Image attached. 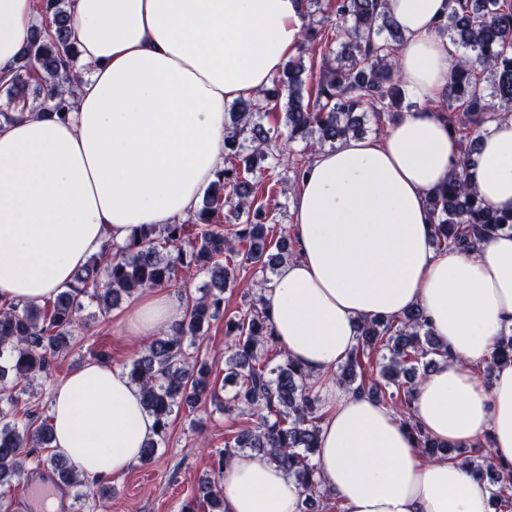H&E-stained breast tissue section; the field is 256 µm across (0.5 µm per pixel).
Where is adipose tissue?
<instances>
[{
  "mask_svg": "<svg viewBox=\"0 0 512 512\" xmlns=\"http://www.w3.org/2000/svg\"><path fill=\"white\" fill-rule=\"evenodd\" d=\"M71 38L86 73L67 119L24 113L0 125V299L41 304L106 245L142 224L193 214L224 167L229 106L268 86L301 41L302 0H70ZM35 0H0V77L30 37ZM405 44L409 91L434 99L458 54L436 32L447 0H384ZM459 149L421 108L379 138H347L313 155L299 182V253L262 291L277 341L314 381L323 407L315 460L343 512H495L467 465L424 457L401 416L338 385L360 319L424 309L448 354L417 386L411 414L431 437L490 439L512 464V362L491 381L480 365L512 332V236L474 251L435 250L427 195ZM471 178L512 212V117L489 124ZM180 294L142 291L117 317L137 339L171 329ZM52 446L88 481L126 472L155 421L126 374L90 361L52 395ZM224 512H299L302 489L275 464L234 455L220 479Z\"/></svg>",
  "mask_w": 512,
  "mask_h": 512,
  "instance_id": "adipose-tissue-1",
  "label": "adipose tissue"
}]
</instances>
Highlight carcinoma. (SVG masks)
I'll use <instances>...</instances> for the list:
<instances>
[{"instance_id": "carcinoma-1", "label": "carcinoma", "mask_w": 512, "mask_h": 512, "mask_svg": "<svg viewBox=\"0 0 512 512\" xmlns=\"http://www.w3.org/2000/svg\"><path fill=\"white\" fill-rule=\"evenodd\" d=\"M45 25L35 28L9 79L0 81V120L8 123L25 112H51L66 118L72 110L81 75L78 51L70 40L71 14L67 0H40ZM336 35L326 32V19H308L299 53L320 47L324 66L314 100L304 101L306 83L302 58L291 59L261 92L241 100L227 113L224 126V170L212 182L199 207L187 220L157 226L145 224L128 242L95 255L77 270L73 281L46 305L0 306V499L12 483L31 468L50 469L58 481L77 488L76 498L112 497V481L83 490L80 474L65 460L42 455L52 441L47 421L35 424L16 419L21 394L35 380L51 373L55 357L75 345L77 314L88 298L109 308L122 296L161 287L177 273L188 277L206 274L209 283L201 297L187 303L182 321L152 337L147 353L125 366L124 373L142 394L146 411L155 419L156 438L143 448L140 460L152 461L164 441L173 414L217 398L211 366L190 359L187 338H199L224 310V288L237 279L235 272L251 265L267 273L295 255V241L274 238L267 224H240L233 236H224L223 222L243 214L259 215L254 207L256 175L277 183L287 180L283 169L298 182L310 153L361 134L367 114L393 123L417 109L405 103L397 67L404 37L386 13L383 0H336ZM440 36L460 48L459 61L447 93L437 106L448 130L462 144L457 168L448 184L429 196L434 240L442 249L468 251L487 236L512 232V214L490 209L477 195L469 177L477 139L483 128L512 116V0H448V14L437 26ZM37 78L35 97L28 99L29 80ZM285 105L284 126L290 148L270 151V130L262 124L270 106ZM303 144L294 151L291 145ZM229 355L224 363V385L234 388L224 411L234 403L257 411L258 426L244 428L219 454L223 469L234 454L246 449L274 463L304 487L300 512H316L318 470L314 460L321 423L319 397L308 387L309 375L287 358L275 368L261 361L259 351L276 341L262 300L245 312L224 319ZM380 354L377 377H366L364 360ZM424 311L413 307L396 319L361 320L357 344L350 358L339 365L338 383L392 403L409 427L417 447L428 456L449 448L412 422L411 401L419 373H427L444 358ZM499 512H512V467L492 479ZM207 512H224L220 483L199 482Z\"/></svg>"}]
</instances>
